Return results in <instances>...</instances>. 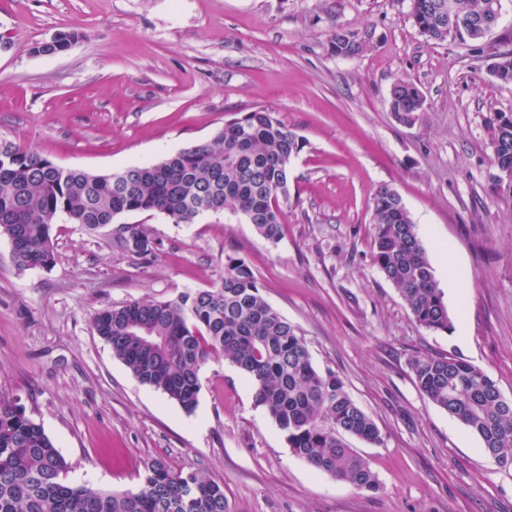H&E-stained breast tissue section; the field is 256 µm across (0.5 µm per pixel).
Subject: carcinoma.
<instances>
[{
	"mask_svg": "<svg viewBox=\"0 0 512 512\" xmlns=\"http://www.w3.org/2000/svg\"><path fill=\"white\" fill-rule=\"evenodd\" d=\"M502 0H411L427 39L475 44L498 23ZM453 13H448V5ZM336 54L362 47L357 35L336 30ZM494 78L512 83V55L498 57ZM406 125L425 110L412 82L398 79L388 101ZM493 163L512 165V115L490 122ZM303 141L274 113L257 108L224 124L214 137L148 166L112 174L61 169L12 143L0 144V234L23 271L53 263L50 236L60 215L89 232L122 214L157 212L174 224H192L214 207L240 214L268 243L282 238L280 199H288V173ZM373 262L398 289L415 322L446 333L451 318L416 225L398 194L382 187L372 199ZM121 248L134 260L156 257L139 224L123 226ZM96 334L142 384L193 411L200 372L224 359L250 380L254 399L284 435L291 453L316 471L358 490L380 489L368 460L346 438L383 443L376 423L333 371H318L300 329L274 310L241 258L227 257L224 274L209 288L169 300L136 299L101 309ZM418 389L434 405L473 431L481 451L512 466V404L479 367L449 356L416 355L409 362ZM67 464L42 427L17 402L0 399V512H228L224 486L191 468L146 466L140 484L119 493L66 480Z\"/></svg>",
	"mask_w": 512,
	"mask_h": 512,
	"instance_id": "carcinoma-1",
	"label": "carcinoma"
}]
</instances>
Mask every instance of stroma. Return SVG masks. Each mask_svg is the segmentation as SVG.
I'll return each instance as SVG.
<instances>
[{"instance_id": "stroma-1", "label": "stroma", "mask_w": 512, "mask_h": 512, "mask_svg": "<svg viewBox=\"0 0 512 512\" xmlns=\"http://www.w3.org/2000/svg\"><path fill=\"white\" fill-rule=\"evenodd\" d=\"M339 29L359 35V53L336 54ZM69 32V50L34 54ZM509 51L512 0L476 44L427 40L410 0H0V141L108 174L265 108L305 143L275 245L229 212L193 224L129 213L96 233L61 217L53 263L21 272L0 235V396L43 428L69 481L121 492L158 459L222 483L229 512H512V468L423 396L408 365L417 354L457 356L512 398V191L493 179L487 126L512 113V83L488 72ZM399 78L426 97L411 126L389 110ZM382 185L417 226L448 333L418 326L372 260ZM121 224L146 228L155 260H130L115 242ZM228 254L378 426L381 446L349 441L378 491L295 457L232 364L202 369L189 413L95 333L104 307L210 287Z\"/></svg>"}]
</instances>
